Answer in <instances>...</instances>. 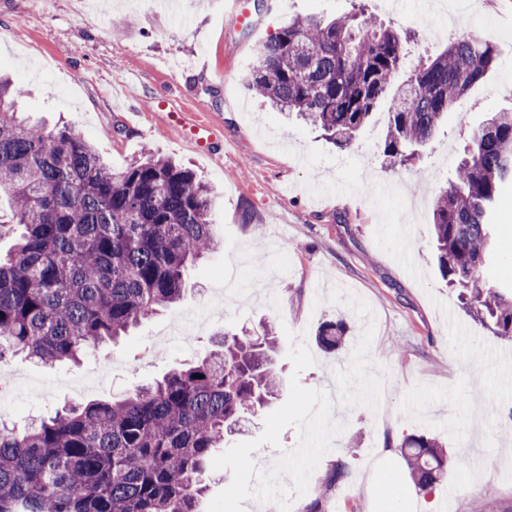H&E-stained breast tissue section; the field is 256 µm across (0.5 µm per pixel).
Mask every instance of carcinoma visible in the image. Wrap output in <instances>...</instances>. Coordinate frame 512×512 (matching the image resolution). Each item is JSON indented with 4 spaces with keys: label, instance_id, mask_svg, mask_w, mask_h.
I'll list each match as a JSON object with an SVG mask.
<instances>
[{
    "label": "carcinoma",
    "instance_id": "1",
    "mask_svg": "<svg viewBox=\"0 0 512 512\" xmlns=\"http://www.w3.org/2000/svg\"><path fill=\"white\" fill-rule=\"evenodd\" d=\"M248 88L294 113L339 148L350 146L389 100L384 155L416 157L448 109L494 67L495 46L475 34L452 41L399 84L403 40L356 4L348 16L296 17L255 50ZM25 90L0 79V356L80 362L179 303L197 261L216 246L210 190L188 167L151 151L116 170L70 128L20 116ZM433 199L439 267L463 308L512 338V292L482 271L495 251L494 213L512 183V112H494ZM343 322L319 332L327 350ZM276 336L224 333L219 349L110 402L65 405L24 428L0 423V512H199L208 464L245 415L277 398ZM422 489L453 466L442 443H400Z\"/></svg>",
    "mask_w": 512,
    "mask_h": 512
}]
</instances>
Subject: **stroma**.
<instances>
[{"label": "stroma", "instance_id": "obj_1", "mask_svg": "<svg viewBox=\"0 0 512 512\" xmlns=\"http://www.w3.org/2000/svg\"><path fill=\"white\" fill-rule=\"evenodd\" d=\"M370 12L409 30L406 70L452 39L423 0L397 14ZM251 25L224 0H183L179 12L112 0H0V72L22 83L31 118L63 121L120 169L144 151L180 160L209 187L220 248L198 263L174 308L143 321L80 365L14 357L15 381L50 384L19 399L24 427L64 403L104 400L196 360L226 330L277 331V400L213 455L202 512H512V374L498 356L512 341L468 315L431 245L432 199L471 129L512 109V0H476L460 33L496 45L497 66L450 109L410 164L383 153L386 106L343 150L293 117L267 109L247 87L257 43L289 19L342 17L351 0H241ZM210 126L213 157L198 156L168 127ZM348 330L336 352L316 333ZM435 437L457 461L446 484L415 486L399 445ZM337 486L326 481L337 460ZM254 466L251 481L239 471Z\"/></svg>", "mask_w": 512, "mask_h": 512}]
</instances>
